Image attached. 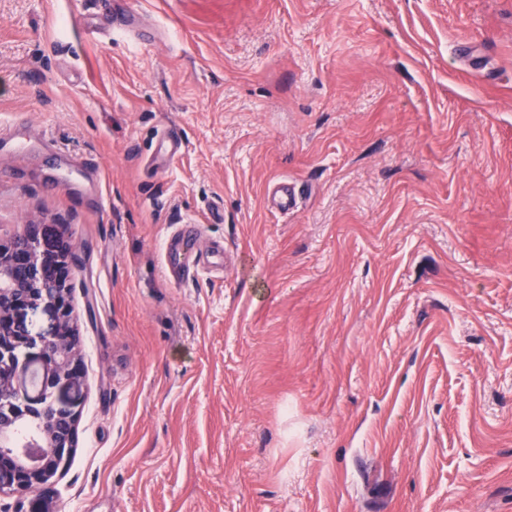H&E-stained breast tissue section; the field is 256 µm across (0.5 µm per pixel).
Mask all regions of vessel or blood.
<instances>
[{"instance_id": "b4317fda", "label": "vessel or blood", "mask_w": 512, "mask_h": 512, "mask_svg": "<svg viewBox=\"0 0 512 512\" xmlns=\"http://www.w3.org/2000/svg\"><path fill=\"white\" fill-rule=\"evenodd\" d=\"M181 134L177 130L164 132L156 147L155 156L161 163H171L182 150ZM198 228L193 224L178 226L164 241L162 250L163 270L174 283H186L197 279L200 268L219 267L223 264L224 246L212 243L203 252L201 260L191 257Z\"/></svg>"}]
</instances>
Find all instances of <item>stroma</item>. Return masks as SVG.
Returning a JSON list of instances; mask_svg holds the SVG:
<instances>
[{
	"instance_id": "stroma-1",
	"label": "stroma",
	"mask_w": 512,
	"mask_h": 512,
	"mask_svg": "<svg viewBox=\"0 0 512 512\" xmlns=\"http://www.w3.org/2000/svg\"><path fill=\"white\" fill-rule=\"evenodd\" d=\"M111 6L0 0V242L72 247L55 512H512V0ZM188 223L223 276L165 278ZM183 142L179 131L172 129L164 132L156 147L154 159L158 158L162 164L169 165L182 150Z\"/></svg>"
}]
</instances>
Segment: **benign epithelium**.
Segmentation results:
<instances>
[{"mask_svg": "<svg viewBox=\"0 0 512 512\" xmlns=\"http://www.w3.org/2000/svg\"><path fill=\"white\" fill-rule=\"evenodd\" d=\"M70 244L45 243L42 225L25 238L0 243V496L18 512H51L53 487L78 444L82 356L70 305ZM49 313L51 331L32 328L37 311ZM52 412L30 444L13 445L18 424Z\"/></svg>", "mask_w": 512, "mask_h": 512, "instance_id": "obj_1", "label": "benign epithelium"}]
</instances>
